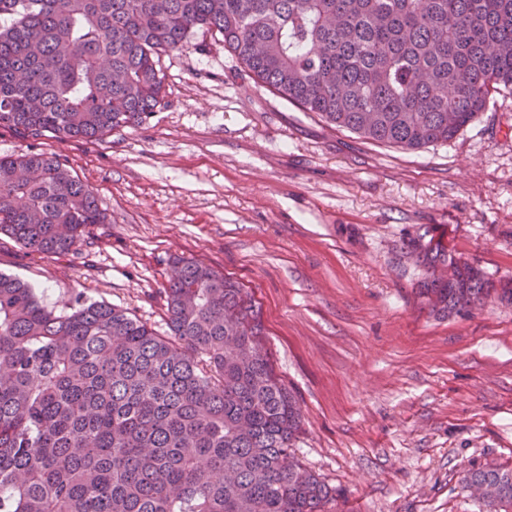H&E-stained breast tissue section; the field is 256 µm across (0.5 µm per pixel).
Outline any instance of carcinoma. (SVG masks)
<instances>
[{
    "label": "carcinoma",
    "instance_id": "obj_1",
    "mask_svg": "<svg viewBox=\"0 0 512 512\" xmlns=\"http://www.w3.org/2000/svg\"><path fill=\"white\" fill-rule=\"evenodd\" d=\"M2 17L0 129L24 139L142 124L164 98L160 57L199 28L303 111L404 150L448 142L512 93V0H0ZM105 223L59 155L0 157V235L65 255ZM412 254L436 315L512 303L511 279L440 237ZM177 264L167 336L105 302L50 306L0 272V512H326L332 489L285 465L302 415L254 294ZM472 483L493 487L485 512H512V468Z\"/></svg>",
    "mask_w": 512,
    "mask_h": 512
}]
</instances>
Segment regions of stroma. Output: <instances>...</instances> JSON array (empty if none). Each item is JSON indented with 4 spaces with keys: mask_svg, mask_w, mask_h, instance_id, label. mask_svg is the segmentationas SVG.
<instances>
[{
    "mask_svg": "<svg viewBox=\"0 0 512 512\" xmlns=\"http://www.w3.org/2000/svg\"><path fill=\"white\" fill-rule=\"evenodd\" d=\"M161 68L165 97L140 126L95 142L0 130V156L60 154L108 218L53 259L1 238L0 272L49 305L104 301L161 332L175 258L238 278L332 512H480L463 475L512 467V304L436 317L406 251L428 231L512 279V95L408 151L301 111L206 29Z\"/></svg>",
    "mask_w": 512,
    "mask_h": 512,
    "instance_id": "stroma-1",
    "label": "stroma"
}]
</instances>
